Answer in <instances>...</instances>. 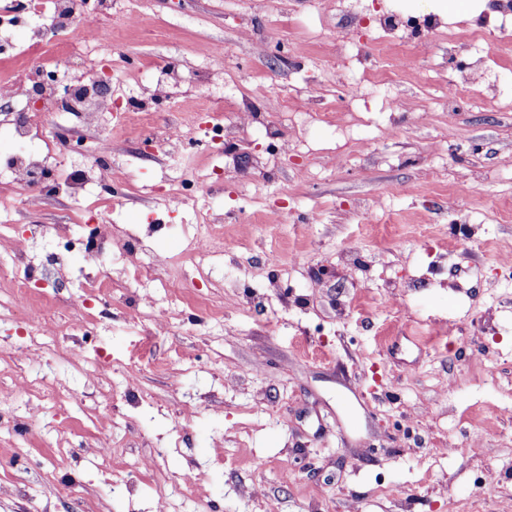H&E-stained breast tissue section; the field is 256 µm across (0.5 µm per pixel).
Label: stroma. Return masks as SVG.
<instances>
[{
	"label": "stroma",
	"instance_id": "35a3bbf8",
	"mask_svg": "<svg viewBox=\"0 0 512 512\" xmlns=\"http://www.w3.org/2000/svg\"><path fill=\"white\" fill-rule=\"evenodd\" d=\"M485 4L455 20L439 0H112L133 60L112 99L136 110L124 123L106 113L99 133L114 180L136 187L108 218L113 240L139 232L131 260L152 273L99 267L112 300L92 303L88 336L68 325L81 263L67 283L34 285L56 328L43 335L14 309V282L55 252L75 203L0 214L17 243L0 252V410L27 423L0 428V512H512V284L497 270L512 254V30H483L495 88L442 113L461 74L441 35L467 46ZM378 14L424 32L399 44L371 28ZM174 65L171 110L146 111L151 77ZM356 71L400 101L369 102L370 141L333 108L341 90L356 94ZM212 103L258 119L202 142ZM146 122L181 127L183 142L145 148ZM299 138L308 150L282 152ZM180 178L194 187L171 212ZM297 204L318 205L316 223H268L269 209ZM370 210L372 228L360 222ZM200 232L207 261L178 264ZM158 309L171 329L146 337ZM450 441L467 454L443 455ZM483 479L495 499L477 497Z\"/></svg>",
	"mask_w": 512,
	"mask_h": 512
}]
</instances>
